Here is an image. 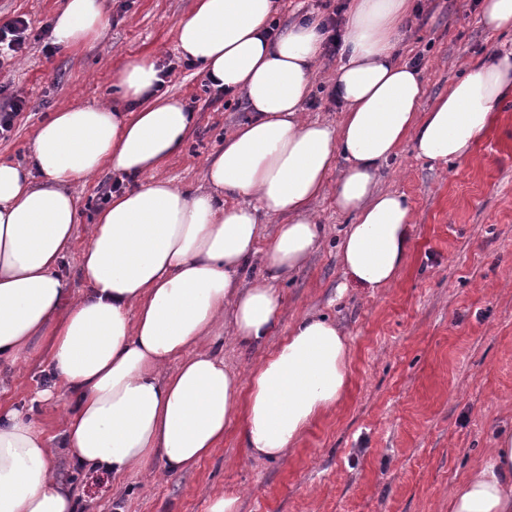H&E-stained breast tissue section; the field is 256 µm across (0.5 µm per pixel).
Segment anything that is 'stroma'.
<instances>
[{
	"mask_svg": "<svg viewBox=\"0 0 512 512\" xmlns=\"http://www.w3.org/2000/svg\"><path fill=\"white\" fill-rule=\"evenodd\" d=\"M482 0H413L399 32V62L419 57L422 109L479 63L512 51V31L492 32ZM63 0H0V21L28 20L27 49L0 69V94L24 97L0 160H25L40 125L72 106L117 102L110 75L128 61L176 55V25L195 0H106L111 23L77 47L57 46L53 21ZM340 56L314 65L313 91L302 109L334 124L341 109L328 95ZM197 116L184 148L164 174L196 192L224 136L248 117L243 96L220 94L199 67H177L164 86ZM102 168L73 187L76 248L62 264L74 290L86 227L115 181ZM380 190L401 194L413 216V245L397 280L381 291H342L337 245L352 218L331 195L313 202L324 226L319 249L280 286L277 334L319 313L345 326L352 378L341 407L313 422L283 459L250 458L229 426L224 442L194 469L169 475L159 462L121 477L77 465L58 449L55 470L84 512H206L221 491L239 494V512H448V490L487 457L498 431L512 429V99L463 161L432 163L404 143L379 173ZM49 346L41 341L13 367H0V410L31 414L54 435L57 411L31 399L49 387Z\"/></svg>",
	"mask_w": 512,
	"mask_h": 512,
	"instance_id": "obj_1",
	"label": "stroma"
}]
</instances>
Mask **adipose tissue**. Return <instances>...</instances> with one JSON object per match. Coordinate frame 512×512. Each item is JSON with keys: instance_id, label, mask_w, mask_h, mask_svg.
Here are the masks:
<instances>
[{"instance_id": "ef3b65f1", "label": "adipose tissue", "mask_w": 512, "mask_h": 512, "mask_svg": "<svg viewBox=\"0 0 512 512\" xmlns=\"http://www.w3.org/2000/svg\"><path fill=\"white\" fill-rule=\"evenodd\" d=\"M410 8L349 0L333 80L343 118L332 126L302 112L322 52L317 24L274 35L276 0H196L177 24L180 53L213 87L242 91L252 110L210 159V192L190 193L162 173L195 116L162 92L146 58L114 77L133 111L59 110L38 129L29 161H0V362L47 340L54 383L35 400H65L57 438L20 412L0 415V512H75L53 467L61 447L116 477L155 457L176 474L211 456L232 422L249 456L282 459L336 410L350 381L341 325L309 313L274 338L278 286L321 242L313 201L332 193L354 217L338 244L348 282L388 287L410 254L412 224L402 197L378 189L380 166L408 139L426 160L468 158L512 97L507 54L421 111L418 71L395 59ZM108 23L101 0H64L53 35L78 46ZM104 166L138 185L114 193L89 225L78 293L61 271L78 224L69 187ZM281 215L287 223L259 222ZM259 254L263 273L246 279ZM228 322L238 346L265 352L247 372L206 345ZM448 512H512V430L450 489Z\"/></svg>"}]
</instances>
